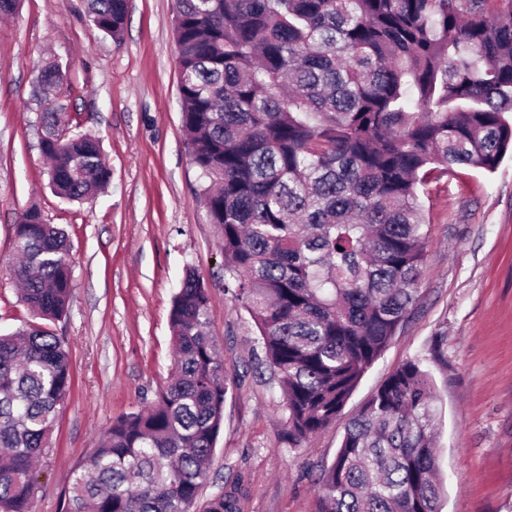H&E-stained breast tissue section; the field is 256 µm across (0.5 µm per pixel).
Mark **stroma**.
Instances as JSON below:
<instances>
[{"instance_id": "obj_1", "label": "stroma", "mask_w": 512, "mask_h": 512, "mask_svg": "<svg viewBox=\"0 0 512 512\" xmlns=\"http://www.w3.org/2000/svg\"><path fill=\"white\" fill-rule=\"evenodd\" d=\"M59 64L53 95L98 137L111 170L92 200L48 184L39 149V74ZM428 246L420 301L341 415L292 450L281 389L249 313L224 288V254L199 196L182 128L173 0H129L115 40L83 0H21L0 19V332L30 321L4 269L14 225L37 206L69 235L73 293L45 327L73 365L71 392L40 463L35 512H61L67 477L117 417L148 408L170 376V309L186 265L209 293V330L227 375L224 427L194 512L243 482L240 512H313L315 479L348 421L407 358L428 359L440 396L442 512H512V155L494 172L457 168L420 187Z\"/></svg>"}]
</instances>
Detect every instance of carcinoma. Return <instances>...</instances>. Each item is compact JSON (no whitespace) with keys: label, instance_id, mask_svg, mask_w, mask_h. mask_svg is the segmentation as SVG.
Instances as JSON below:
<instances>
[{"label":"carcinoma","instance_id":"obj_1","mask_svg":"<svg viewBox=\"0 0 512 512\" xmlns=\"http://www.w3.org/2000/svg\"><path fill=\"white\" fill-rule=\"evenodd\" d=\"M486 0H174L182 125L220 230L224 279L282 390L285 440L304 447L346 402L419 301L427 234L418 189L512 152V8ZM121 37L127 0H85ZM63 82L50 64L40 86ZM59 197L109 183L100 142L42 112ZM9 266L34 317L73 288L65 231L32 206ZM209 294L186 265L172 372L151 406L112 421L71 473L64 512H192L224 426V359ZM72 385L63 341L35 323L0 334V512H34L39 457ZM438 397L406 360L348 424L317 477L314 512H440ZM234 485L208 512H239Z\"/></svg>","mask_w":512,"mask_h":512}]
</instances>
